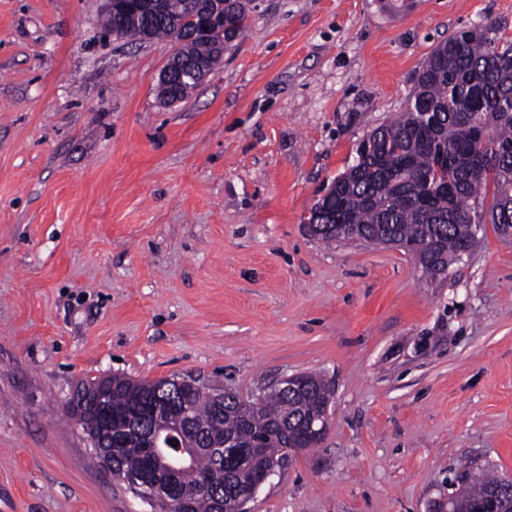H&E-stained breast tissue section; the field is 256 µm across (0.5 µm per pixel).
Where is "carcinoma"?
Returning a JSON list of instances; mask_svg holds the SVG:
<instances>
[{"label":"carcinoma","instance_id":"1","mask_svg":"<svg viewBox=\"0 0 512 512\" xmlns=\"http://www.w3.org/2000/svg\"><path fill=\"white\" fill-rule=\"evenodd\" d=\"M255 0H230L224 5V30L209 43L191 41L180 53L190 65L210 71L224 51L247 34ZM107 29L122 30L131 39L178 40L193 27L185 11H117L103 17ZM357 162L332 181L329 195L318 200L309 220L334 228L315 239L326 243L360 241L386 244L412 254L424 275L434 281L441 271L470 255L480 238L475 224L512 225V41L502 40L492 25L460 30L431 52L401 115L371 132L357 149ZM491 203H486L489 187ZM112 429L121 438L112 473L125 477L141 470L149 451L138 438L123 439V412L143 409L151 395L150 381H132L114 375ZM99 380L81 384L84 396L68 409L79 412V422L92 434L101 412L94 409ZM302 389L288 397L269 393L253 408H245L233 394L214 402L204 389L188 395L191 428L200 439H233L242 448L257 449L236 464L215 466L206 451L188 461L180 475L185 487L203 476L209 485L230 490L248 479L259 461L285 462L284 450L294 444L314 448L317 442L303 434L302 425L328 405L331 392L316 375L301 374ZM496 474L489 469L465 470L456 480L461 494L455 512H472L474 504L493 494ZM192 512H225L207 492L194 497Z\"/></svg>","mask_w":512,"mask_h":512}]
</instances>
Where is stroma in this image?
<instances>
[{"label":"stroma","mask_w":512,"mask_h":512,"mask_svg":"<svg viewBox=\"0 0 512 512\" xmlns=\"http://www.w3.org/2000/svg\"><path fill=\"white\" fill-rule=\"evenodd\" d=\"M185 99L174 41L101 0H0V512H151L66 410L81 381L193 374L238 395L307 372L323 443L250 512H429L464 465L512 476V240L432 282L304 224L431 51L512 0H257ZM179 47L180 46L176 47L174 54L172 55V57L170 58V60L168 61L167 65L165 66V68L163 69V71L161 73V81L162 82H168L169 80H171L173 78V76L176 74V71L180 66L181 55L178 53ZM206 75H207V72L204 70L201 72L200 75L199 74L196 75V73L193 72L194 81L197 83H200ZM161 81H160V85H159V94L162 99L171 97L170 99L167 100L169 103H174V102L179 101L178 97H172L176 91H178L180 94L183 95V93L187 87H196L197 86V84L190 78H185L184 82L177 89L173 85L168 84V83L163 84V83H161Z\"/></svg>","instance_id":"obj_1"}]
</instances>
